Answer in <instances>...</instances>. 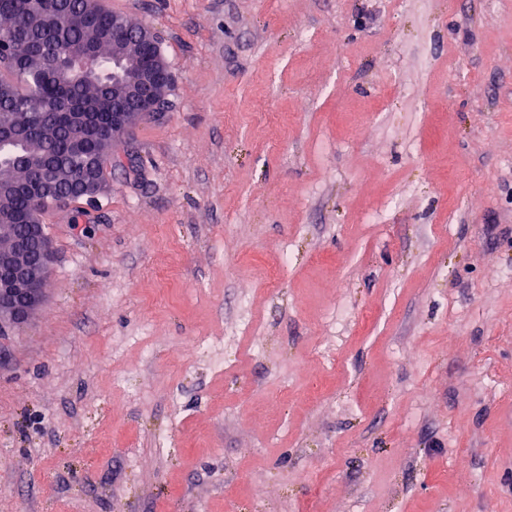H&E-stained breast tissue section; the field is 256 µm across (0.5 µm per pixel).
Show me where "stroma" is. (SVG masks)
Returning a JSON list of instances; mask_svg holds the SVG:
<instances>
[{
	"instance_id": "obj_1",
	"label": "stroma",
	"mask_w": 512,
	"mask_h": 512,
	"mask_svg": "<svg viewBox=\"0 0 512 512\" xmlns=\"http://www.w3.org/2000/svg\"><path fill=\"white\" fill-rule=\"evenodd\" d=\"M105 2L170 107L0 327V512H512V0Z\"/></svg>"
}]
</instances>
